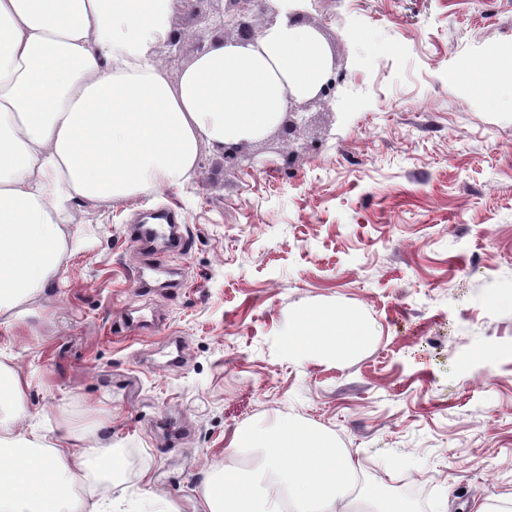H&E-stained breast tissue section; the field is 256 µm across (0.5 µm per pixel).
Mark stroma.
<instances>
[{"label": "stroma", "mask_w": 512, "mask_h": 512, "mask_svg": "<svg viewBox=\"0 0 512 512\" xmlns=\"http://www.w3.org/2000/svg\"><path fill=\"white\" fill-rule=\"evenodd\" d=\"M220 0L178 5L188 66ZM345 72L291 137L201 149L182 188L81 201L69 271L0 326L25 377L19 429L69 426L131 512H195L241 429L308 422L357 458L365 489L412 512L504 506L512 492V100L481 68L512 55V0H302ZM179 212L191 248L138 285L139 217ZM359 317L351 357L289 352L305 309ZM179 344L181 363L168 368Z\"/></svg>", "instance_id": "obj_1"}]
</instances>
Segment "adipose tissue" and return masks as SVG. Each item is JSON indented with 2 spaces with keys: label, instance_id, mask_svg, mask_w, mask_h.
<instances>
[{
  "label": "adipose tissue",
  "instance_id": "adipose-tissue-1",
  "mask_svg": "<svg viewBox=\"0 0 512 512\" xmlns=\"http://www.w3.org/2000/svg\"><path fill=\"white\" fill-rule=\"evenodd\" d=\"M175 0H0V325L68 272L65 227L79 200L119 201L182 186L200 147L255 140L278 126L289 93L319 89L328 47L281 18L254 44L207 37L170 80L157 49L173 37ZM368 327L332 310L298 313L309 353L342 359ZM25 380L0 362V512H124L108 494L81 497L95 446L71 452L17 430ZM261 456L234 465L247 449ZM196 512H361L348 449L291 420L234 433Z\"/></svg>",
  "mask_w": 512,
  "mask_h": 512
}]
</instances>
